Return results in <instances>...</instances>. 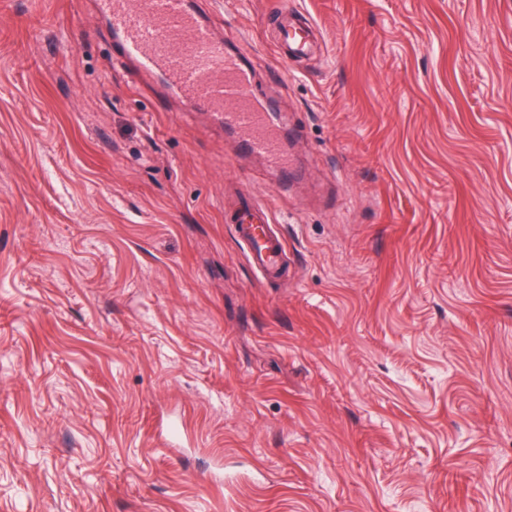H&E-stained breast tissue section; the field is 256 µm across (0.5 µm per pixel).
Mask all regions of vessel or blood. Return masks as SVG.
<instances>
[{
  "mask_svg": "<svg viewBox=\"0 0 512 512\" xmlns=\"http://www.w3.org/2000/svg\"><path fill=\"white\" fill-rule=\"evenodd\" d=\"M98 14L112 27V60L135 64L141 77L160 81L187 111L209 114L213 122L238 135L242 150L262 157L277 171L293 160L269 112L255 93L250 70L216 37L212 25L191 0H94ZM272 44L284 60L309 55L315 27L294 11L275 10ZM248 247L256 272L272 281L286 273V246L272 229L270 206L244 198L228 216Z\"/></svg>",
  "mask_w": 512,
  "mask_h": 512,
  "instance_id": "1",
  "label": "vessel or blood"
}]
</instances>
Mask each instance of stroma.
I'll return each mask as SVG.
<instances>
[{
    "label": "stroma",
    "instance_id": "1",
    "mask_svg": "<svg viewBox=\"0 0 512 512\" xmlns=\"http://www.w3.org/2000/svg\"><path fill=\"white\" fill-rule=\"evenodd\" d=\"M193 2L286 197L90 0H0V512H512V0ZM273 14L276 17V32L272 44L276 54L283 60L309 55L316 39L312 22L288 8H279ZM228 216L226 221L235 224L238 238L248 247V257L256 272L272 281L286 274V246L281 237L271 230L273 214L265 202L246 197Z\"/></svg>",
    "mask_w": 512,
    "mask_h": 512
}]
</instances>
